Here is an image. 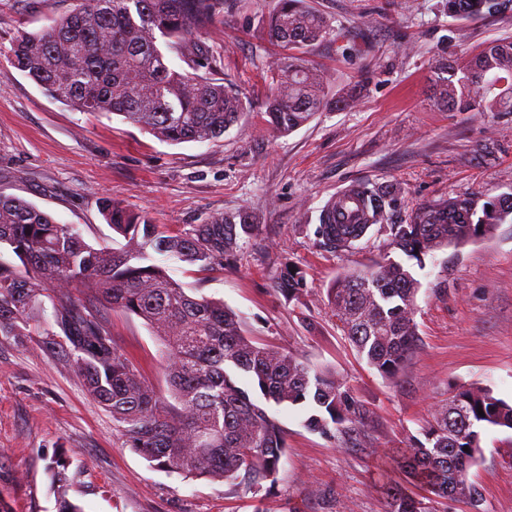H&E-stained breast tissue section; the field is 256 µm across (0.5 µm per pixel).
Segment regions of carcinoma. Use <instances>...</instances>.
Listing matches in <instances>:
<instances>
[{
  "label": "carcinoma",
  "mask_w": 512,
  "mask_h": 512,
  "mask_svg": "<svg viewBox=\"0 0 512 512\" xmlns=\"http://www.w3.org/2000/svg\"><path fill=\"white\" fill-rule=\"evenodd\" d=\"M448 15L467 19L512 6V0H446ZM224 14V0H76L72 10L39 32L21 30L11 42L10 64L49 97L79 112H110L171 144L210 142L247 111L245 97L219 76L217 59L199 44ZM267 34L290 54L273 68L264 103L268 125L288 134L335 105L351 108L356 97L335 101L325 79L291 53L333 34L325 16L305 0H278ZM189 70L180 72L163 50ZM438 104L448 112H512V39L490 42L461 65L437 64ZM359 208L343 217L342 194L319 215L315 235L334 249L351 246L398 197L395 190L356 193ZM502 195L473 211L471 199L422 205L408 224H389V245L424 266L425 257L486 235L512 214ZM100 210L123 239L118 248H94L74 224L17 197L0 195V245L22 268L0 262V333L28 336L81 379L87 394L123 432L128 447L155 467L186 478L224 481L248 489L274 481L286 454L285 434L267 406L310 404L305 421L326 437L362 422L364 411L335 375L294 355L258 344L244 334L239 316L221 300L197 295L175 280L153 254L197 265L224 266L242 237L259 225L245 213L222 215L184 233L164 231L145 217L105 198ZM302 278L284 267L277 287L292 294ZM421 281L390 257L350 272L330 289L344 335L378 373L393 379L412 354ZM141 318L166 353L169 396L142 377L118 351L107 324L75 298ZM52 307L44 316L45 302ZM249 378L253 390L241 386ZM484 415H478V410ZM512 431V404L487 388H462L440 407L416 440L394 459L399 480L386 488L389 512H428L414 490L437 500L466 497L477 489L461 474L481 453V431ZM57 512H80L64 493L65 470L56 474Z\"/></svg>",
  "instance_id": "carcinoma-1"
}]
</instances>
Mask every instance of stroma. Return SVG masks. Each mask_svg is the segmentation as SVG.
<instances>
[{
  "label": "stroma",
  "mask_w": 512,
  "mask_h": 512,
  "mask_svg": "<svg viewBox=\"0 0 512 512\" xmlns=\"http://www.w3.org/2000/svg\"><path fill=\"white\" fill-rule=\"evenodd\" d=\"M73 0H0V195L27 200L93 247L123 239L104 221L109 196L180 232L208 218L246 213L263 229L223 268L170 259V275L223 300L250 336L334 371L363 405L361 426L327 438L305 426L307 406L274 409L287 451L273 486L233 487L150 466L128 447L81 380L39 347V336L0 335V512H57L54 472L66 461L68 498L82 512H387L378 471L421 438L437 406L460 386L512 403V216L488 235L438 250L416 276L418 342L397 378L359 357L328 290L389 251L385 230L345 250L314 236L325 203L353 186H399L388 213L408 223L423 204L512 191V112H445L432 87L436 60L474 55L512 39V10L458 20L445 0H311L336 30L308 61L325 71L331 98L360 94L354 109H327L281 135L266 123L270 68L283 55L266 35L277 0H224L201 37L244 94L248 112L212 143L170 144L118 115L75 112L44 95L9 62L18 30L40 31ZM305 286H276L282 261ZM447 291L432 294L439 281ZM124 356L166 391L165 354L142 319L104 310ZM480 504L456 497L446 512H512V433L487 429L467 472Z\"/></svg>",
  "instance_id": "stroma-1"
}]
</instances>
